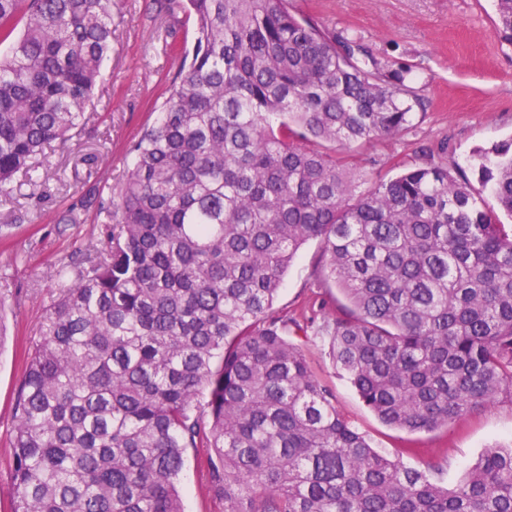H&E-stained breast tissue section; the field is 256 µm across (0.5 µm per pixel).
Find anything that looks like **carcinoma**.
<instances>
[{
    "label": "carcinoma",
    "instance_id": "cac0c4a2",
    "mask_svg": "<svg viewBox=\"0 0 512 512\" xmlns=\"http://www.w3.org/2000/svg\"><path fill=\"white\" fill-rule=\"evenodd\" d=\"M112 0H0V189L86 119ZM192 49L102 237L60 287L14 399L11 512H183L207 448L224 512H512V443L452 488L372 447L273 309L301 247L348 301L329 353L385 425L431 432L512 397V224L443 160L361 192L342 156L409 125L410 70L290 0H187ZM495 34L512 43V0ZM512 217V142L476 153Z\"/></svg>",
    "mask_w": 512,
    "mask_h": 512
}]
</instances>
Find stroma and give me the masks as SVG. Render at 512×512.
Listing matches in <instances>:
<instances>
[{"label": "stroma", "mask_w": 512, "mask_h": 512, "mask_svg": "<svg viewBox=\"0 0 512 512\" xmlns=\"http://www.w3.org/2000/svg\"><path fill=\"white\" fill-rule=\"evenodd\" d=\"M297 13L318 16L330 28L360 38L379 61L411 68V84L426 107L393 137L346 150L363 179L396 173L445 147L449 169L481 184L474 154L512 141V44L494 34L493 0H293ZM194 21L182 0H112V52L102 67L89 120L64 147H54L38 187L22 177L0 191V223L13 224L0 239V298L6 341L0 345V512H10L13 400L25 374L43 316L55 298L56 272L88 253L101 237L96 209L78 208L93 189L109 190L131 167L132 146L150 127L180 60L169 44L192 45ZM77 221L60 223L67 210ZM318 242L299 251L274 302L297 320L311 316L328 291L314 273ZM315 374L335 391L337 410L373 446L406 465L428 470L453 486L487 447L512 438V398L429 433L385 426L363 404L328 354V340L302 344ZM207 451L187 449L179 485L185 512H224L208 491Z\"/></svg>", "instance_id": "35a3bbf8"}]
</instances>
